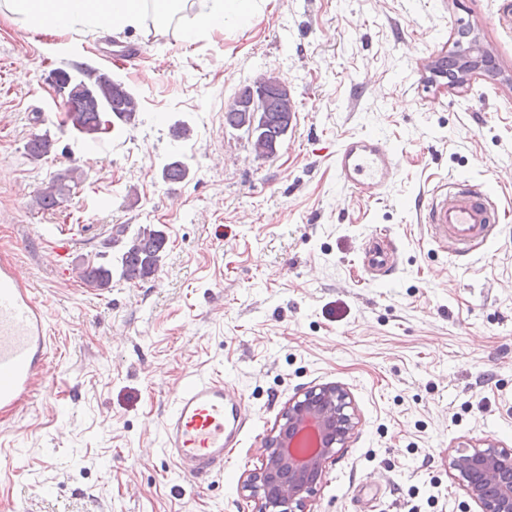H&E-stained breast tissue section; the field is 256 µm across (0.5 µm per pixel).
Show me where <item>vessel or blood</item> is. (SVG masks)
Here are the masks:
<instances>
[{"instance_id":"obj_1","label":"vessel or blood","mask_w":512,"mask_h":512,"mask_svg":"<svg viewBox=\"0 0 512 512\" xmlns=\"http://www.w3.org/2000/svg\"><path fill=\"white\" fill-rule=\"evenodd\" d=\"M339 180L360 196L380 195L398 171L394 150L381 137L352 136L336 151ZM417 219L430 239L461 260L493 240L502 216L490 193L467 181H450L419 196ZM365 248L370 272L391 269L381 230H371ZM51 368L44 308L21 280L14 261L0 256V419L28 408ZM248 417L238 393L219 376L195 378L179 389L173 410L163 419V447L178 474L202 481L223 472L241 442Z\"/></svg>"}]
</instances>
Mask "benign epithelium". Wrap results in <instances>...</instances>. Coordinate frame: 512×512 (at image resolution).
Instances as JSON below:
<instances>
[{"label":"benign epithelium","instance_id":"obj_1","mask_svg":"<svg viewBox=\"0 0 512 512\" xmlns=\"http://www.w3.org/2000/svg\"><path fill=\"white\" fill-rule=\"evenodd\" d=\"M455 60L462 80L495 63L475 42ZM350 407L349 394L337 385L312 387L288 403L262 449V466L243 481L259 512H306L336 448L354 430ZM448 468L481 512H512V448L493 442L462 448Z\"/></svg>","mask_w":512,"mask_h":512}]
</instances>
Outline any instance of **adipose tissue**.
Returning a JSON list of instances; mask_svg holds the SVG:
<instances>
[{
  "label": "adipose tissue",
  "mask_w": 512,
  "mask_h": 512,
  "mask_svg": "<svg viewBox=\"0 0 512 512\" xmlns=\"http://www.w3.org/2000/svg\"><path fill=\"white\" fill-rule=\"evenodd\" d=\"M187 0H0V16L24 28L67 32L77 27L119 32L138 28L147 16L173 20ZM195 25L184 28L191 42L203 30H223L228 22L250 23L252 0H200Z\"/></svg>",
  "instance_id": "obj_1"
}]
</instances>
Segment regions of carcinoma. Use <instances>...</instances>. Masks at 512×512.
<instances>
[{"label":"carcinoma","mask_w":512,"mask_h":512,"mask_svg":"<svg viewBox=\"0 0 512 512\" xmlns=\"http://www.w3.org/2000/svg\"><path fill=\"white\" fill-rule=\"evenodd\" d=\"M100 85L95 97L73 99L68 101V118L72 128L95 141L93 130L99 125L103 114H108L112 125H133L137 113L129 108L135 97L125 87L113 84L112 78L99 74ZM280 84L276 77L264 78L257 82L255 91L267 95V104L261 112H248L239 106L238 100L227 107L224 120L234 129L244 130L253 136V146L259 155L269 157L278 152L284 136L292 126L295 112L280 104L275 97V89ZM29 155L39 160L49 155L54 149V140L46 135L33 136L26 145ZM189 175V168L181 161L175 160L163 167V178L168 182H180ZM81 178V172L73 167L57 174L38 192L35 204L41 210H54L63 204L70 194V183ZM167 238L163 231L151 226H141L128 241L119 256L120 277L128 282L144 281L159 269L162 253ZM80 279L98 290H105L112 285V266L87 264L79 271Z\"/></svg>","instance_id":"carcinoma-1"}]
</instances>
